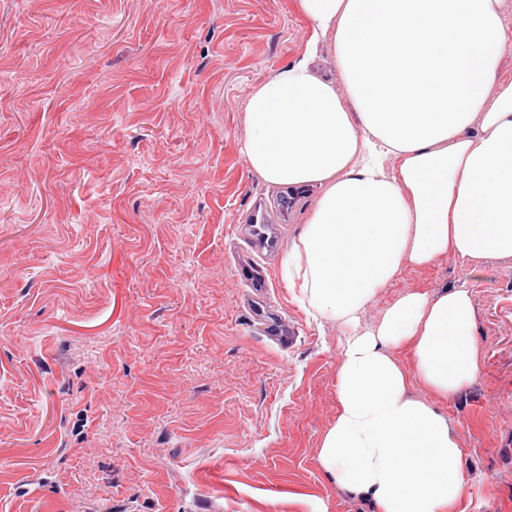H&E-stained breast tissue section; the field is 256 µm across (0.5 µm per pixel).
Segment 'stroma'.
I'll list each match as a JSON object with an SVG mask.
<instances>
[{
    "mask_svg": "<svg viewBox=\"0 0 512 512\" xmlns=\"http://www.w3.org/2000/svg\"><path fill=\"white\" fill-rule=\"evenodd\" d=\"M310 34L296 0H0V512H373L318 462L347 330L282 276L317 191L281 209L244 153L249 97ZM258 201L283 239L261 295ZM460 286L480 376L410 392L456 428L464 512H512V258L404 265L360 326ZM254 223L248 224L245 229V238L248 245V260L241 266V269L248 268L252 275L243 276L244 279L251 281L254 286L259 285V264L260 260H268L272 255L277 254L279 250V240L275 229L271 224H266L267 220L263 213L260 218L254 215Z\"/></svg>",
    "mask_w": 512,
    "mask_h": 512,
    "instance_id": "stroma-1",
    "label": "stroma"
}]
</instances>
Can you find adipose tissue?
Segmentation results:
<instances>
[{"label":"adipose tissue","instance_id":"obj_1","mask_svg":"<svg viewBox=\"0 0 512 512\" xmlns=\"http://www.w3.org/2000/svg\"><path fill=\"white\" fill-rule=\"evenodd\" d=\"M504 0H297L311 38L248 99L245 155L276 186L317 187L284 273L316 314L349 327L336 417L318 460L374 512H450L471 480L445 414L480 374L470 291L410 292L370 331L378 288L406 264L512 258V59ZM330 43L335 77L314 65ZM394 158L396 172L383 161ZM413 347V368L392 356Z\"/></svg>","mask_w":512,"mask_h":512}]
</instances>
